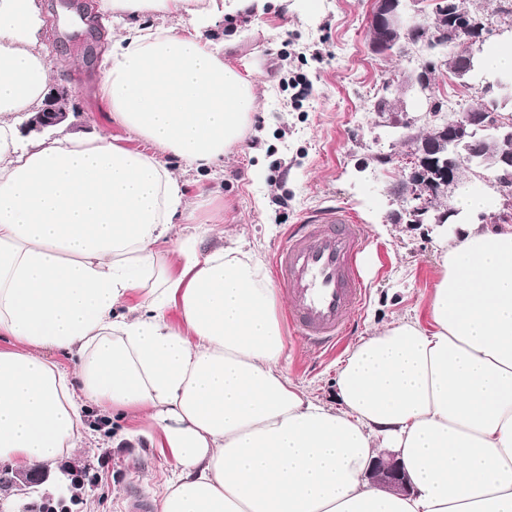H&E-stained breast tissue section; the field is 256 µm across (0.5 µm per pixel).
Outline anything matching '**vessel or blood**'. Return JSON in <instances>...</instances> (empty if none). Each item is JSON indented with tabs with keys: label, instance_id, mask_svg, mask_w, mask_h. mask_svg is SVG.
<instances>
[{
	"label": "vessel or blood",
	"instance_id": "obj_1",
	"mask_svg": "<svg viewBox=\"0 0 512 512\" xmlns=\"http://www.w3.org/2000/svg\"><path fill=\"white\" fill-rule=\"evenodd\" d=\"M366 246L361 225L342 205L310 213L287 230L272 265L296 339L329 353L351 331L366 292L357 265Z\"/></svg>",
	"mask_w": 512,
	"mask_h": 512
}]
</instances>
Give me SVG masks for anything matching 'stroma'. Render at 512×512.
Segmentation results:
<instances>
[{"label":"stroma","mask_w":512,"mask_h":512,"mask_svg":"<svg viewBox=\"0 0 512 512\" xmlns=\"http://www.w3.org/2000/svg\"><path fill=\"white\" fill-rule=\"evenodd\" d=\"M41 5L46 52L55 70L51 85L67 89L70 108L49 137L105 132L126 148L153 152L152 144L113 118L98 93L105 38L61 0ZM465 5L486 18L487 45L512 48V11L501 0H465ZM371 9L372 0H274L256 20L245 13L210 19L204 33L225 63L252 73L257 86L252 122L241 148L210 174L190 170L174 157L166 160L185 182L198 223L209 228L200 242L205 251L239 238L271 263L290 225L336 204L362 225L369 246L358 266L366 295L352 334L331 354L286 341L288 377L330 403L346 352L362 337L404 317L429 326L428 300L441 271L437 225L396 219L401 205L390 192L411 151L408 136L428 129L425 104L399 83L438 53L424 41L414 51L373 53ZM293 78L308 84L306 95L295 97ZM384 99L397 104L398 124L380 114L377 105ZM87 423L93 436L72 457L84 471V492L70 512H130L133 496L154 499L171 466L145 438L121 439V432L139 429V419L93 408Z\"/></svg>","instance_id":"obj_1"}]
</instances>
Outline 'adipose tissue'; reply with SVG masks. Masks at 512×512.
<instances>
[{
    "instance_id": "ef3b65f1",
    "label": "adipose tissue",
    "mask_w": 512,
    "mask_h": 512,
    "mask_svg": "<svg viewBox=\"0 0 512 512\" xmlns=\"http://www.w3.org/2000/svg\"><path fill=\"white\" fill-rule=\"evenodd\" d=\"M269 2L99 0L124 23L99 93L149 154L102 133L21 143L13 116L42 105L53 71L37 0H0V462L57 464L98 406L139 416L166 450L157 512H512L511 224L448 236L430 327L403 318L357 343L333 405L284 371L254 251L154 250L174 219L196 221L166 157L210 170L255 110L251 75L202 28ZM386 448L409 492L366 480Z\"/></svg>"
}]
</instances>
